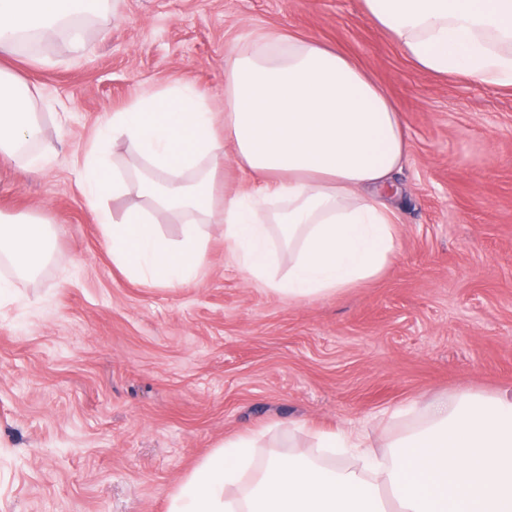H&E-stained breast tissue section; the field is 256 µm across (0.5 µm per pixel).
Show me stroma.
Returning a JSON list of instances; mask_svg holds the SVG:
<instances>
[{"label":"stroma","mask_w":512,"mask_h":512,"mask_svg":"<svg viewBox=\"0 0 512 512\" xmlns=\"http://www.w3.org/2000/svg\"><path fill=\"white\" fill-rule=\"evenodd\" d=\"M262 33L346 53L400 112L395 257L295 303L249 286L212 224L196 282L129 280L77 192L80 146L104 112L178 79L223 112L224 58ZM40 54L8 60L43 88L55 153L31 174L0 162V212L50 227L48 262L0 307V512H167L235 434L258 436L260 461L338 427L380 451L432 397L512 391L511 86L418 69L363 0H112L82 57L61 37Z\"/></svg>","instance_id":"obj_1"}]
</instances>
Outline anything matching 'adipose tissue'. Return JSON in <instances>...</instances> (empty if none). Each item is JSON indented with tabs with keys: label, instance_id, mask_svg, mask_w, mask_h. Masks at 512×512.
Segmentation results:
<instances>
[{
	"label": "adipose tissue",
	"instance_id": "ef3b65f1",
	"mask_svg": "<svg viewBox=\"0 0 512 512\" xmlns=\"http://www.w3.org/2000/svg\"><path fill=\"white\" fill-rule=\"evenodd\" d=\"M367 14L423 70L512 86V0H363ZM107 0H0V58L20 37L60 34L84 46V20ZM224 74V131L188 80L139 93L105 113L80 149L76 186L113 264L130 280L193 283L205 260L207 225L224 227L227 258L258 288L315 301L378 279L399 241L383 192L407 141L400 114L357 64L314 41L259 38L232 50ZM41 88L0 65V159L28 172L51 158L34 110ZM123 145L134 166L119 164ZM231 162L246 189L219 193ZM140 198L116 211L111 201ZM182 222L165 236L161 219ZM0 305L16 279L47 258L41 220L0 213ZM422 421L376 452L360 433H318L315 452L273 453L255 465L258 439H225L187 475L167 512H512V394L462 391L421 408ZM357 467L333 462L337 449Z\"/></svg>",
	"mask_w": 512,
	"mask_h": 512
}]
</instances>
